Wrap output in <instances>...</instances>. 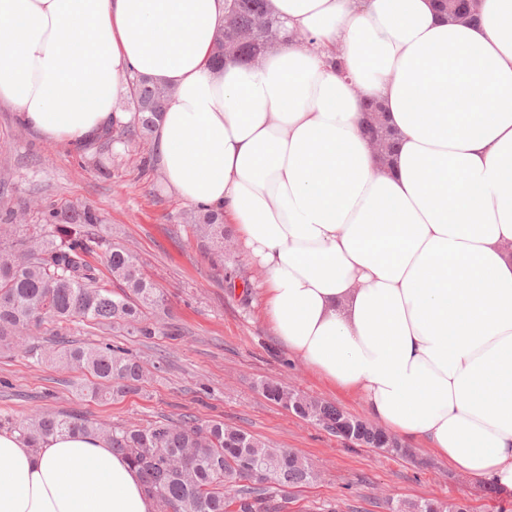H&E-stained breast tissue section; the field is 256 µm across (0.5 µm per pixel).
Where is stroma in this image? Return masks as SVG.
Listing matches in <instances>:
<instances>
[{
    "instance_id": "35a3bbf8",
    "label": "stroma",
    "mask_w": 512,
    "mask_h": 512,
    "mask_svg": "<svg viewBox=\"0 0 512 512\" xmlns=\"http://www.w3.org/2000/svg\"><path fill=\"white\" fill-rule=\"evenodd\" d=\"M100 153L103 173L82 163L77 147L44 141L0 103V199L97 209L113 241L139 256L165 299L152 338L77 325L72 339L121 346L163 370L123 398L86 397L77 389L80 372L31 358L30 348L46 346L37 333L26 349L0 353L1 419L56 409L106 424L219 420L313 461L316 480L285 491L288 512H390L402 501L460 497L472 512H512V492L457 472L423 443L410 444L409 456H390L330 435L268 401L260 383L272 379L366 416L356 396L321 379L277 340L264 311L266 273L236 237L224 244L223 267L212 265L180 220L187 204L166 190L151 144L130 139L118 126Z\"/></svg>"
}]
</instances>
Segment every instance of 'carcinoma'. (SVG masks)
<instances>
[{
    "label": "carcinoma",
    "mask_w": 512,
    "mask_h": 512,
    "mask_svg": "<svg viewBox=\"0 0 512 512\" xmlns=\"http://www.w3.org/2000/svg\"><path fill=\"white\" fill-rule=\"evenodd\" d=\"M226 10L224 36L250 33L238 42L241 58L262 54L282 41L281 22L271 15L268 0H226ZM169 94V88L148 77H133L127 104L134 125L128 134L151 136ZM366 111L367 134L378 139L382 152L390 153L396 130L386 122L382 105L370 102ZM38 214L39 223L27 225L25 234L17 237L23 214L0 207V351L16 349L24 334L39 331L56 338L60 347L40 354L36 361L81 371L85 379L80 392L118 399L136 391L148 370L129 350L110 343L75 346L64 337L70 335L71 326L81 323L121 326L137 336H154L157 326L147 313L162 305L163 296L145 275L138 256L104 232L95 209L49 206L38 209ZM183 220L212 254L224 258L223 214L195 208L184 213ZM94 255L104 261L111 282L104 281L91 261ZM260 388L278 405L298 403L295 415L331 434L345 417L336 405L290 391L278 382L267 381ZM350 426L357 429L355 443L405 453L396 439L385 438L370 424L353 418ZM11 429L33 449L56 435L101 436L112 452L138 470L159 512H287L288 498L278 493L317 477L315 464L295 451L275 448L222 422L203 425L187 417L106 427L79 414L41 410L11 424ZM439 506L441 501L434 499L402 502L394 512H437Z\"/></svg>",
    "instance_id": "obj_1"
}]
</instances>
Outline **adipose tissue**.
Instances as JSON below:
<instances>
[{"label":"adipose tissue","instance_id":"1","mask_svg":"<svg viewBox=\"0 0 512 512\" xmlns=\"http://www.w3.org/2000/svg\"><path fill=\"white\" fill-rule=\"evenodd\" d=\"M289 40L211 63L225 0H0V101L57 143L128 121L127 75L170 87L166 187L223 213L265 314L368 417L512 492V0H268ZM310 42H303V35ZM399 139L379 172L362 101ZM94 435L0 430V512H155Z\"/></svg>","mask_w":512,"mask_h":512}]
</instances>
